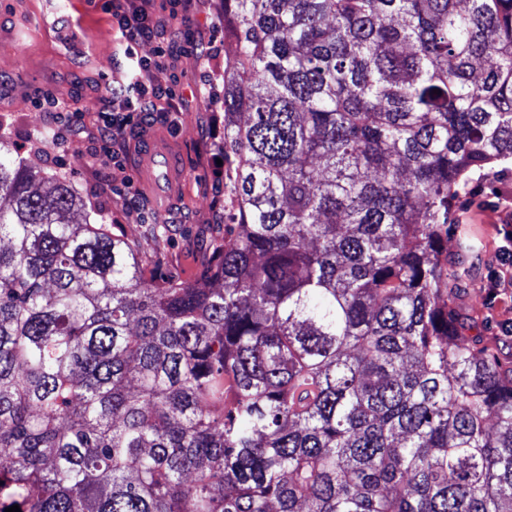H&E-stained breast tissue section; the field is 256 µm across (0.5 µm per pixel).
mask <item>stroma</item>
Returning a JSON list of instances; mask_svg holds the SVG:
<instances>
[{"mask_svg":"<svg viewBox=\"0 0 512 512\" xmlns=\"http://www.w3.org/2000/svg\"><path fill=\"white\" fill-rule=\"evenodd\" d=\"M103 0H71L69 14L48 21L51 0H0V139L16 147L44 132L54 116L35 107L36 98L52 95L84 114L80 134L59 145L42 144L24 153L27 162L47 174L70 181L86 202L90 221L124 235L139 256L146 277L175 275L198 281L205 255L224 241L230 213L228 183L217 174L224 155V0H185L182 9L191 32L209 43V55L182 51L173 72H157L168 84L177 74L176 122L159 120L169 135L184 139L188 175L177 207L183 221H169L162 235L149 232L146 217L156 211L147 198L138 208L126 206V182L136 181L130 165L133 129H126L120 165L109 156L90 157L87 147L96 129L108 75L118 74L117 32ZM71 30L73 48L61 43ZM512 192V163L500 161L469 170L461 178L450 207L448 250L459 244L472 251V267L455 303L467 318L470 336L499 358L512 361V287L490 290L489 270L496 263L499 233L497 209L501 190Z\"/></svg>","mask_w":512,"mask_h":512,"instance_id":"1","label":"stroma"}]
</instances>
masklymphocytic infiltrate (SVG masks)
<instances>
[{"label":"lymphocytic infiltrate","mask_w":512,"mask_h":512,"mask_svg":"<svg viewBox=\"0 0 512 512\" xmlns=\"http://www.w3.org/2000/svg\"><path fill=\"white\" fill-rule=\"evenodd\" d=\"M170 21L154 19L142 0H108L107 11L117 26L119 46L127 60L122 79L108 82L111 107L103 111L93 153H112V145L130 126H139L174 111V86L153 83V72L168 69L181 51L182 28L177 22L183 0H168ZM154 45L151 55L142 56V43Z\"/></svg>","instance_id":"f902f5d3"}]
</instances>
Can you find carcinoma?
<instances>
[{
  "label": "carcinoma",
  "instance_id": "obj_1",
  "mask_svg": "<svg viewBox=\"0 0 512 512\" xmlns=\"http://www.w3.org/2000/svg\"><path fill=\"white\" fill-rule=\"evenodd\" d=\"M224 26L204 284L144 279L0 142V512H512V367L445 248L461 175L512 158V0H224Z\"/></svg>",
  "mask_w": 512,
  "mask_h": 512
}]
</instances>
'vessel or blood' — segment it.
<instances>
[{"instance_id": "1", "label": "vessel or blood", "mask_w": 512, "mask_h": 512, "mask_svg": "<svg viewBox=\"0 0 512 512\" xmlns=\"http://www.w3.org/2000/svg\"><path fill=\"white\" fill-rule=\"evenodd\" d=\"M133 165L155 209L165 214L176 206L188 172L180 141L155 127L142 130Z\"/></svg>"}]
</instances>
